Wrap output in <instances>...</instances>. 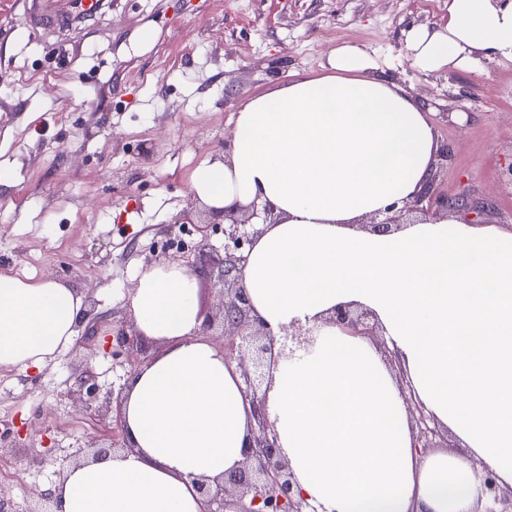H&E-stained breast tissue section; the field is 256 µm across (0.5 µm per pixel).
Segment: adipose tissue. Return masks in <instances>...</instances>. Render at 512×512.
Returning a JSON list of instances; mask_svg holds the SVG:
<instances>
[{
  "label": "adipose tissue",
  "mask_w": 512,
  "mask_h": 512,
  "mask_svg": "<svg viewBox=\"0 0 512 512\" xmlns=\"http://www.w3.org/2000/svg\"><path fill=\"white\" fill-rule=\"evenodd\" d=\"M425 73L512 59V0H450L448 20L407 34ZM427 106L361 48L333 49L323 74L277 83L235 114L221 158L194 194L216 208L270 205L242 267L255 315L314 343L271 368L266 413L316 512H473L482 469L512 486V233L447 221L391 234L356 229L409 197L439 148ZM200 276L163 262L140 271L130 308L158 355L123 407L132 452L68 470L57 512H204L195 480L237 469L254 414L237 363L200 335ZM356 304L382 325L417 398L459 438L420 457L387 363L325 316ZM77 289L0 272V367L40 369L71 348Z\"/></svg>",
  "instance_id": "adipose-tissue-1"
}]
</instances>
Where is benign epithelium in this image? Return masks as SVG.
Returning a JSON list of instances; mask_svg holds the SVG:
<instances>
[{
	"label": "benign epithelium",
	"instance_id": "obj_1",
	"mask_svg": "<svg viewBox=\"0 0 512 512\" xmlns=\"http://www.w3.org/2000/svg\"><path fill=\"white\" fill-rule=\"evenodd\" d=\"M472 207L470 197L461 192L454 197L443 194L437 185L436 175L430 178L410 198L403 202H394L384 210L370 215V221L362 228L373 233L388 234L398 229L407 213L421 216L419 222L435 221L448 217L455 211ZM214 214L224 215V268L216 276L215 283L222 286V313L224 323V342L222 350L227 361L239 359L242 391L253 407L255 426L252 439L242 465L222 477L214 479L198 478L197 489L205 497V512H317L305 499L296 497L293 486V474L288 461L282 455L274 425L268 421L265 412L266 390L261 388L265 378L264 368L281 358L291 359L294 351L306 343L303 328L293 326L276 336L258 317L251 315L249 297L242 285L238 270L245 260L260 229L253 227L251 220L271 219L272 209H263L255 203L247 206L211 209ZM370 313H353L349 306H339L328 317V322L339 326L352 335L374 336L376 326L369 323ZM82 330L81 339L89 345L98 337L101 330V317L85 313L78 322ZM139 335L136 325L131 330H116L112 337L110 353L112 360L119 366L130 367L128 373L137 372L135 362H122L134 347L135 336ZM124 388L103 391L98 376L92 370L83 371L77 376L75 388L71 391L79 411L94 417L108 413L111 400L122 405ZM409 411L416 418V435L413 447L427 448L432 436L437 434L436 427L430 426L431 417L425 408L412 395L406 397ZM484 493L488 500L500 506L487 512H512V493H505L498 485L496 477L489 471L482 476ZM25 512H56L53 495L43 490L33 497Z\"/></svg>",
	"mask_w": 512,
	"mask_h": 512
}]
</instances>
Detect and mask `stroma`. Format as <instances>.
I'll list each match as a JSON object with an SVG mask.
<instances>
[{
	"label": "stroma",
	"mask_w": 512,
	"mask_h": 512,
	"mask_svg": "<svg viewBox=\"0 0 512 512\" xmlns=\"http://www.w3.org/2000/svg\"><path fill=\"white\" fill-rule=\"evenodd\" d=\"M28 4L0 0V272L78 288L109 329L130 324L150 251L198 245L194 226L170 230L189 204L210 224L197 263L220 270L224 226L195 201L194 171L223 155L241 106L271 81L321 73L343 42L432 105L451 152L439 189L473 202L452 221L512 233V186L500 178L512 166V61L425 74L404 57L409 29L446 23L448 0H108L57 33L30 25ZM88 367L111 387L98 344L74 343L39 371L0 368V436L27 430L0 446V497L13 512L58 482L77 441L109 446L111 417L65 397Z\"/></svg>",
	"instance_id": "obj_1"
}]
</instances>
